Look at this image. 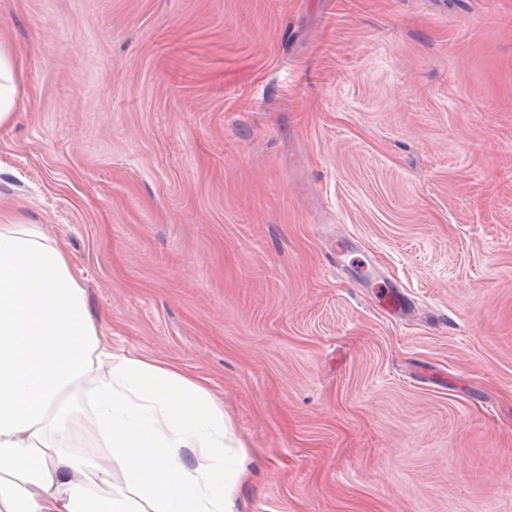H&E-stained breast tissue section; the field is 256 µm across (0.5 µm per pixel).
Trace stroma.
<instances>
[{
  "instance_id": "stroma-1",
  "label": "stroma",
  "mask_w": 512,
  "mask_h": 512,
  "mask_svg": "<svg viewBox=\"0 0 512 512\" xmlns=\"http://www.w3.org/2000/svg\"><path fill=\"white\" fill-rule=\"evenodd\" d=\"M0 43V203L223 401L235 512H512V0H0ZM17 61L11 51L0 43V126L11 122L17 95Z\"/></svg>"
}]
</instances>
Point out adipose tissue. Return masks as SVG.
I'll use <instances>...</instances> for the list:
<instances>
[{"label": "adipose tissue", "instance_id": "ef3b65f1", "mask_svg": "<svg viewBox=\"0 0 512 512\" xmlns=\"http://www.w3.org/2000/svg\"><path fill=\"white\" fill-rule=\"evenodd\" d=\"M231 437L204 381L113 354L64 247L0 211V512H233Z\"/></svg>", "mask_w": 512, "mask_h": 512}]
</instances>
